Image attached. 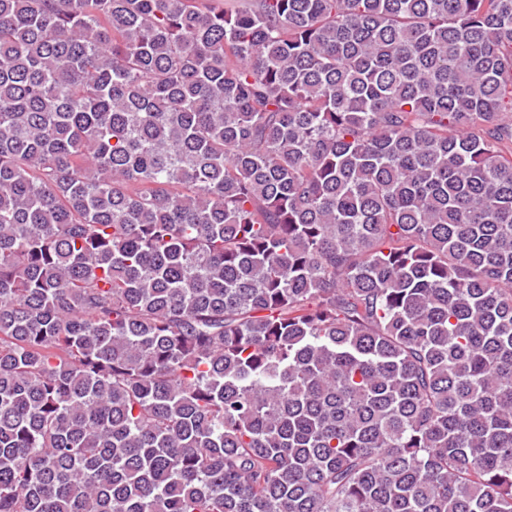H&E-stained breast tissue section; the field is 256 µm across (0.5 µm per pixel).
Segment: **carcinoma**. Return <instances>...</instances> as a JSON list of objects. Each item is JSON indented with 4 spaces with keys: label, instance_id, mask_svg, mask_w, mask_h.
Instances as JSON below:
<instances>
[{
    "label": "carcinoma",
    "instance_id": "cac0c4a2",
    "mask_svg": "<svg viewBox=\"0 0 512 512\" xmlns=\"http://www.w3.org/2000/svg\"><path fill=\"white\" fill-rule=\"evenodd\" d=\"M0 512H512V0H0Z\"/></svg>",
    "mask_w": 512,
    "mask_h": 512
}]
</instances>
